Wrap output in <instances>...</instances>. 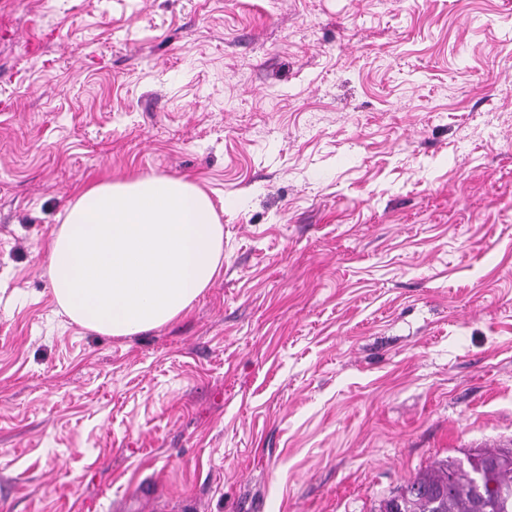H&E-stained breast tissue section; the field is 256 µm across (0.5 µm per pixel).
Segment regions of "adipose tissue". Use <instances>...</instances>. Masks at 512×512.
<instances>
[{"label":"adipose tissue","mask_w":512,"mask_h":512,"mask_svg":"<svg viewBox=\"0 0 512 512\" xmlns=\"http://www.w3.org/2000/svg\"><path fill=\"white\" fill-rule=\"evenodd\" d=\"M224 226L191 179L138 175L85 188L52 241L51 291L81 327L133 336L172 323L209 288Z\"/></svg>","instance_id":"adipose-tissue-1"}]
</instances>
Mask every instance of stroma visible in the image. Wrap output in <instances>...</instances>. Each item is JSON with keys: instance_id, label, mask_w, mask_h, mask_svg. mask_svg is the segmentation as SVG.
<instances>
[{"instance_id": "35a3bbf8", "label": "stroma", "mask_w": 512, "mask_h": 512, "mask_svg": "<svg viewBox=\"0 0 512 512\" xmlns=\"http://www.w3.org/2000/svg\"><path fill=\"white\" fill-rule=\"evenodd\" d=\"M193 178L212 285L62 314L94 179ZM512 448V0H0V512H377Z\"/></svg>"}]
</instances>
